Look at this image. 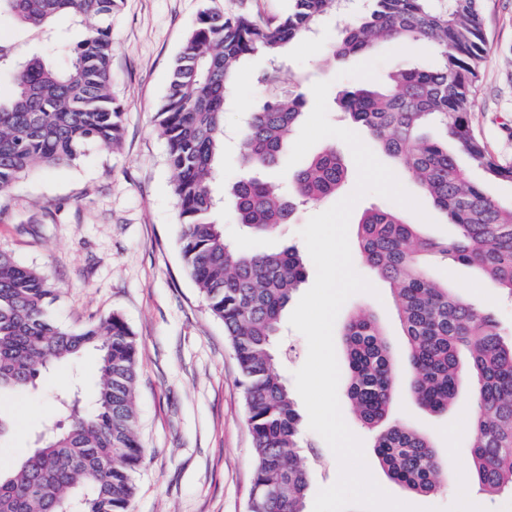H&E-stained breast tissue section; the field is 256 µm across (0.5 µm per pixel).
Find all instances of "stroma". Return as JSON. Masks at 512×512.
I'll list each match as a JSON object with an SVG mask.
<instances>
[{"label":"stroma","instance_id":"obj_1","mask_svg":"<svg viewBox=\"0 0 512 512\" xmlns=\"http://www.w3.org/2000/svg\"><path fill=\"white\" fill-rule=\"evenodd\" d=\"M289 0H122L112 19V95L123 112L117 149L89 146L70 165L39 170L0 194V253L39 270L58 288L51 306L55 320L76 329L90 318L120 315L138 342L136 385L137 431L145 451L135 475L130 512H246L252 481V440L246 422L243 389L223 324L207 310L186 274L178 241V216L167 144L157 129L156 110L165 96L172 62L199 12L244 9L264 19L282 16ZM351 0L347 10L328 18L315 39H300L288 48V74L329 82L328 118L347 127L338 99L358 85L380 84L397 65L426 59L427 52L405 44L385 43L367 56L335 63L326 46L363 9ZM487 40L482 78L471 122L487 149L512 164V0H483ZM256 57L242 66L224 111V178L216 194L237 179V141L244 114L263 96L257 81L265 68ZM332 200L303 207L293 223L273 236L247 233L231 203L217 219L224 235L245 254L294 246L306 251L300 235L310 217L332 207ZM373 293L352 295L334 323L337 361H344L341 331L358 308L374 315L398 365L397 389L387 425L405 424L429 437L441 457L447 445L439 433L471 410V384L460 400L442 414L415 403L409 392L406 339L390 284L354 261ZM429 270L457 295L492 308L502 326L512 329V302L488 288L478 272L463 265L430 261ZM275 367L286 382L303 366L305 337L284 326L276 341ZM98 382L95 352L48 370L37 388L0 394V415L12 427L0 437V470L14 467L31 453L49 425L62 420L57 401L65 391L81 402L93 399ZM342 417L361 439L368 469L392 497L421 508L444 512L458 492L455 468L439 478L435 491L420 495L388 479L373 450V434L354 413L345 388H338ZM320 463L311 464L309 497L333 485L339 464L317 433L303 429Z\"/></svg>","mask_w":512,"mask_h":512}]
</instances>
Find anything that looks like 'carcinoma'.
I'll list each match as a JSON object with an SVG mask.
<instances>
[{
	"label": "carcinoma",
	"instance_id": "cac0c4a2",
	"mask_svg": "<svg viewBox=\"0 0 512 512\" xmlns=\"http://www.w3.org/2000/svg\"><path fill=\"white\" fill-rule=\"evenodd\" d=\"M121 0H0L32 36H48L51 20L68 14L93 20L72 46L54 37L61 61L18 57L0 41V76L12 88L0 97V194L37 169L75 161L90 144L119 145L120 105L112 96V15ZM346 0H291L288 13L264 20L244 11L204 8L174 60L157 111L179 211L184 267L212 316L224 323L237 362L252 438L250 512H306L308 470L299 456L300 416L274 367L281 314L305 279L294 247L245 255L215 219L218 160L224 155V107L238 68L262 55L264 101L246 112L240 131L241 176L231 185L238 222L260 235L288 224L299 205L336 195L346 177L333 147L318 152L284 189L253 171L278 164L298 128L305 95L280 91L278 62L292 41L309 37ZM380 42L425 44L433 59L399 66L381 88L346 91L341 107L419 184L454 228L451 239L417 232V222L385 207L359 222L358 255L393 286L408 345L411 391L432 413L453 405L462 382L475 383L467 448L471 477L488 493L512 492V333L495 313L434 280L426 260L442 256L475 267L512 298V200L472 182L466 167L490 182H512V164L490 154L470 120L486 56L481 0H367L328 46L342 62ZM441 128L445 141L424 137ZM55 289L38 270L0 253V392L33 388L41 370L99 351V383L88 408L60 399L68 424L49 429L41 445L12 471L0 473V512H129L134 475L144 458L136 432L138 343L112 314L75 330L50 315ZM347 395L360 422L376 431L374 452L388 478L430 493L447 468L431 441L407 425L381 427L393 398L395 361L373 317L356 311L342 331Z\"/></svg>",
	"mask_w": 512,
	"mask_h": 512
}]
</instances>
